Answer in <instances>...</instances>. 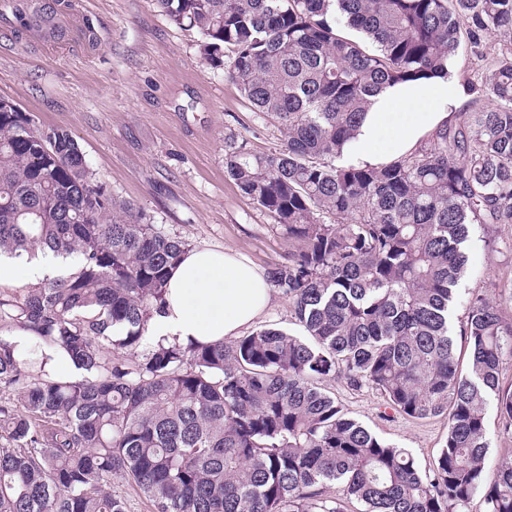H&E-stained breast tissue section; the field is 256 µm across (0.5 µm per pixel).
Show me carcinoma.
I'll return each instance as SVG.
<instances>
[{"instance_id":"obj_1","label":"carcinoma","mask_w":512,"mask_h":512,"mask_svg":"<svg viewBox=\"0 0 512 512\" xmlns=\"http://www.w3.org/2000/svg\"><path fill=\"white\" fill-rule=\"evenodd\" d=\"M198 32L259 117L285 130L257 155L228 146L227 178L282 225L267 272L302 334L264 327L231 342L154 343L169 269L187 249L112 202L73 136L0 109V254L78 259L40 288L0 296V512H512V462L485 476L486 415L512 429V319L485 289L450 321L469 226L512 224V46L429 146L381 167L337 163L371 97L447 74L464 47L512 37V0H158ZM41 0H13L35 30ZM363 34L366 43L344 29ZM22 330L20 344L12 333ZM80 370L46 371L44 348ZM380 392L412 419L444 417L433 464L348 417L328 390ZM338 489V495L327 490ZM112 493L124 499L126 512H153L149 501L139 489L121 477H112Z\"/></svg>"}]
</instances>
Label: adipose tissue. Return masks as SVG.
Instances as JSON below:
<instances>
[{
    "label": "adipose tissue",
    "instance_id": "ef3b65f1",
    "mask_svg": "<svg viewBox=\"0 0 512 512\" xmlns=\"http://www.w3.org/2000/svg\"><path fill=\"white\" fill-rule=\"evenodd\" d=\"M467 92L456 73L386 85L340 159L345 166H379L415 149L441 125L462 111ZM53 257L0 256V282L24 277L36 284L53 275ZM263 270L229 250H188L168 278L165 304L148 324L157 341L214 343L248 328L271 301Z\"/></svg>",
    "mask_w": 512,
    "mask_h": 512
}]
</instances>
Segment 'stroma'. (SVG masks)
I'll use <instances>...</instances> for the list:
<instances>
[{"label":"stroma","instance_id":"obj_1","mask_svg":"<svg viewBox=\"0 0 512 512\" xmlns=\"http://www.w3.org/2000/svg\"><path fill=\"white\" fill-rule=\"evenodd\" d=\"M77 25L47 46L0 23V97L42 130H67L112 198L189 247L229 248L266 269L288 240L271 214L224 175L226 140L253 154L278 151L284 134L259 119L223 68L201 62L196 30L173 24L157 0H60ZM472 225L459 286L512 296V251L488 252ZM330 390L348 415L410 449L420 468L436 458L443 419L386 409L373 390Z\"/></svg>","mask_w":512,"mask_h":512}]
</instances>
